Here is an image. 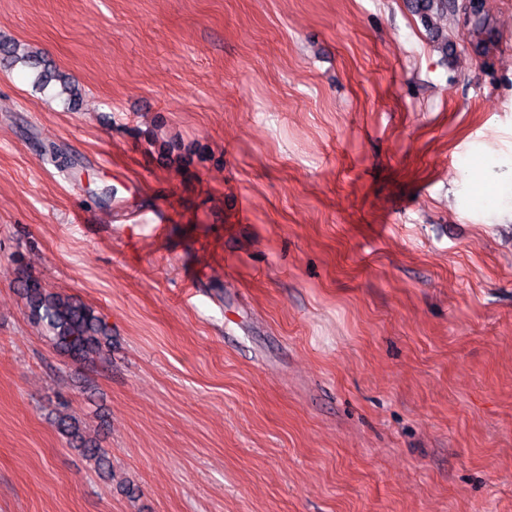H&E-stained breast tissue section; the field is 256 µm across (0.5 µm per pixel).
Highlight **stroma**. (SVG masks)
<instances>
[{"instance_id": "obj_1", "label": "stroma", "mask_w": 512, "mask_h": 512, "mask_svg": "<svg viewBox=\"0 0 512 512\" xmlns=\"http://www.w3.org/2000/svg\"><path fill=\"white\" fill-rule=\"evenodd\" d=\"M447 27L0 0V38L81 89L0 64V512H512V0ZM19 256L110 361L56 352ZM58 431L67 439L72 449L92 461L98 469L110 467L109 453L98 442L87 440L83 435L80 421L70 415H59L56 420Z\"/></svg>"}]
</instances>
